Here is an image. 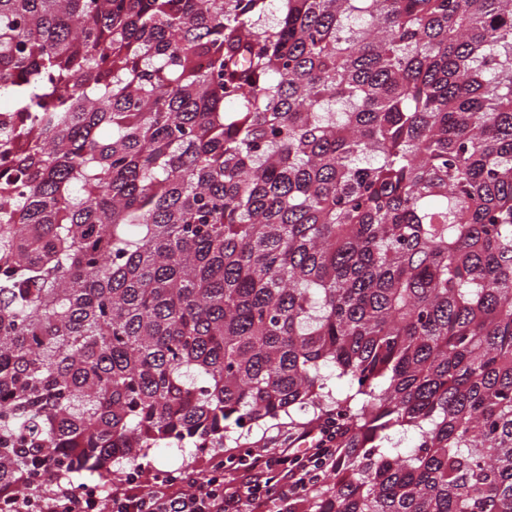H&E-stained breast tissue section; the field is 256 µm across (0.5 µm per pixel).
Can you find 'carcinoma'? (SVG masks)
<instances>
[{
    "label": "carcinoma",
    "instance_id": "obj_1",
    "mask_svg": "<svg viewBox=\"0 0 512 512\" xmlns=\"http://www.w3.org/2000/svg\"><path fill=\"white\" fill-rule=\"evenodd\" d=\"M2 99L0 494L286 416L512 512V0H0Z\"/></svg>",
    "mask_w": 512,
    "mask_h": 512
}]
</instances>
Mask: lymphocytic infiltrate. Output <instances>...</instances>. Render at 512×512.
Wrapping results in <instances>:
<instances>
[{"label": "lymphocytic infiltrate", "instance_id": "1", "mask_svg": "<svg viewBox=\"0 0 512 512\" xmlns=\"http://www.w3.org/2000/svg\"><path fill=\"white\" fill-rule=\"evenodd\" d=\"M312 448L282 454L277 438L248 454L249 481H224V466L216 464L209 478L197 481L188 471H167L151 483L128 474L107 494L83 486L62 487L55 480L0 496V512H268L317 484L336 457V431L317 425L306 433Z\"/></svg>", "mask_w": 512, "mask_h": 512}]
</instances>
